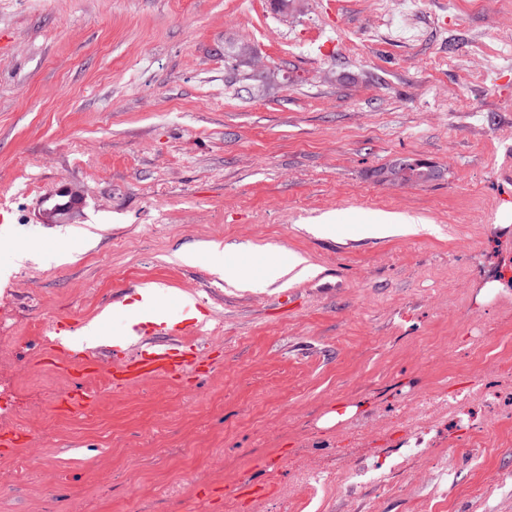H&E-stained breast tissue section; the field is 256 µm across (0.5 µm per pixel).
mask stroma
<instances>
[{
    "label": "stroma",
    "instance_id": "obj_1",
    "mask_svg": "<svg viewBox=\"0 0 512 512\" xmlns=\"http://www.w3.org/2000/svg\"><path fill=\"white\" fill-rule=\"evenodd\" d=\"M511 276L512 0H0V512H512ZM150 285L208 306L192 368L49 369L53 322ZM475 383L477 433L400 462L409 398ZM212 250L215 269L224 274L225 280L239 286H244L249 282L250 269L248 265L241 262L227 261L224 258V250L220 249V244H214Z\"/></svg>",
    "mask_w": 512,
    "mask_h": 512
}]
</instances>
